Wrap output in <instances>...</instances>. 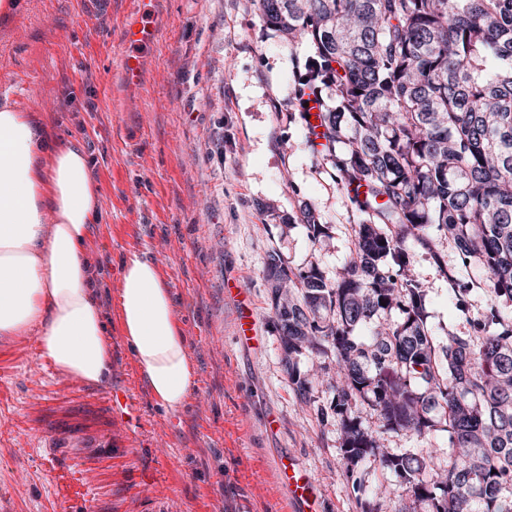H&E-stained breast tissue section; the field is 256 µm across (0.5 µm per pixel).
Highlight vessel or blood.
<instances>
[{
	"label": "vessel or blood",
	"mask_w": 512,
	"mask_h": 512,
	"mask_svg": "<svg viewBox=\"0 0 512 512\" xmlns=\"http://www.w3.org/2000/svg\"><path fill=\"white\" fill-rule=\"evenodd\" d=\"M160 34L153 0H137L126 17L118 45V68L122 80L131 86L141 84L144 63L151 56ZM225 291L238 306V323L234 336L237 344L258 348L263 343L249 293L238 283L227 282ZM277 474L289 502L301 505L302 512H319L317 484L313 475L290 458L277 461Z\"/></svg>",
	"instance_id": "obj_1"
}]
</instances>
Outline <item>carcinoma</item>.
<instances>
[{
  "label": "carcinoma",
  "instance_id": "obj_1",
  "mask_svg": "<svg viewBox=\"0 0 512 512\" xmlns=\"http://www.w3.org/2000/svg\"><path fill=\"white\" fill-rule=\"evenodd\" d=\"M267 25L308 42L305 88L336 99L320 113L316 153L359 212L348 261L329 278L265 261L285 368L302 396L307 349L331 358L329 410L361 512L399 485V512H512V0H258ZM316 242L327 226L301 209ZM454 249L455 263L442 246ZM427 251L456 298L475 284L503 302L474 334L442 340L428 290L411 273ZM386 305H381V302ZM370 327L366 337L355 335ZM367 406L375 423L356 415ZM448 434L446 459L429 447ZM424 447L384 448L388 434ZM379 463L366 485L361 467Z\"/></svg>",
  "mask_w": 512,
  "mask_h": 512
}]
</instances>
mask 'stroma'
<instances>
[{"label": "stroma", "mask_w": 512, "mask_h": 512, "mask_svg": "<svg viewBox=\"0 0 512 512\" xmlns=\"http://www.w3.org/2000/svg\"><path fill=\"white\" fill-rule=\"evenodd\" d=\"M132 6L22 0L0 15V97L58 141L81 140L101 187L86 248L112 340L106 387L59 372L36 335L0 341V512H295L275 476L281 456L317 479L321 512H361L340 424L318 415L330 392L305 398L288 378L264 272L274 249L287 266L334 277L359 220L330 169L316 168L304 122L288 117L308 47L268 26L257 0H156L162 33L131 89L114 53ZM304 205L329 227L320 243ZM131 251L168 283L197 367L174 413L152 399L116 318ZM414 272L439 336L466 330L494 300L486 289L457 310L424 251ZM229 280L252 297L260 349L233 342ZM117 389L131 396L129 419L105 401Z\"/></svg>", "instance_id": "obj_1"}]
</instances>
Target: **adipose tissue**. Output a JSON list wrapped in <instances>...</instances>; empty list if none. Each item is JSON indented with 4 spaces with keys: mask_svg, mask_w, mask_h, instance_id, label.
Listing matches in <instances>:
<instances>
[{
    "mask_svg": "<svg viewBox=\"0 0 512 512\" xmlns=\"http://www.w3.org/2000/svg\"><path fill=\"white\" fill-rule=\"evenodd\" d=\"M100 217V186L83 143L59 142L31 113L0 101V337L37 333L64 374L106 384L112 346L86 255ZM117 315L152 398L181 410L194 385L175 303L142 254L120 263Z\"/></svg>",
    "mask_w": 512,
    "mask_h": 512,
    "instance_id": "1",
    "label": "adipose tissue"
}]
</instances>
